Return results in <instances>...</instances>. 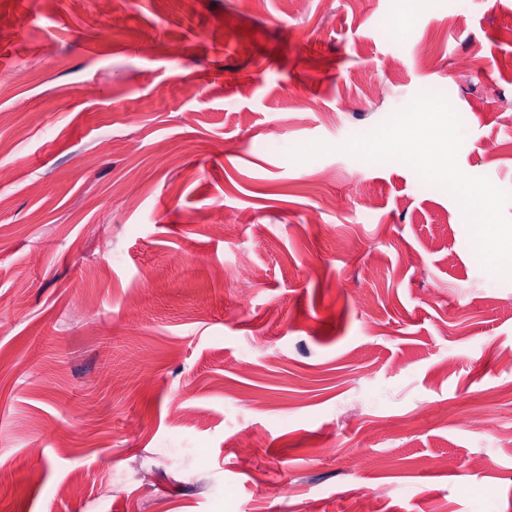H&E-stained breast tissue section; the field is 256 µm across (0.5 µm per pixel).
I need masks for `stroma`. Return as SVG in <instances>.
Listing matches in <instances>:
<instances>
[{
    "label": "stroma",
    "mask_w": 512,
    "mask_h": 512,
    "mask_svg": "<svg viewBox=\"0 0 512 512\" xmlns=\"http://www.w3.org/2000/svg\"><path fill=\"white\" fill-rule=\"evenodd\" d=\"M112 8L104 41L67 0H0V512H512V279L449 193L341 150L437 92L462 171L512 191V0H420L405 37L398 0Z\"/></svg>",
    "instance_id": "1"
}]
</instances>
